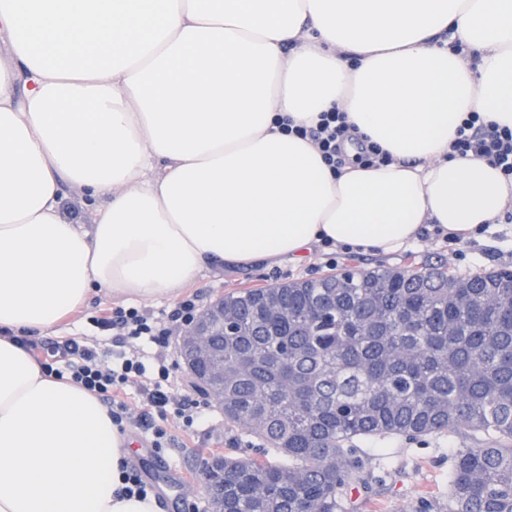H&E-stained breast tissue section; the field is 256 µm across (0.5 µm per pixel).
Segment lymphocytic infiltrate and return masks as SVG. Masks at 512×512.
<instances>
[{
	"instance_id": "f902f5d3",
	"label": "lymphocytic infiltrate",
	"mask_w": 512,
	"mask_h": 512,
	"mask_svg": "<svg viewBox=\"0 0 512 512\" xmlns=\"http://www.w3.org/2000/svg\"><path fill=\"white\" fill-rule=\"evenodd\" d=\"M295 134L310 139L331 167L343 162V143L348 136L345 116L339 111L320 113L315 125L298 126ZM460 157L486 160L512 179V128L494 122H484L479 112H469L455 131L450 144ZM197 315L195 300L179 302L159 321L137 309L121 307L102 311L92 322L102 331H115L118 341L144 340L169 347L173 333L190 325ZM20 344L30 352L40 354L42 372L56 379H69L95 394L107 406L112 423L118 430L133 424L150 431L153 447L170 444L171 439L161 423L169 416L182 420L190 427L206 419L211 412L207 397L179 396L173 391L172 378L178 364L166 355L149 356L134 350L106 358L96 346L76 337L43 343L30 336H21ZM138 386L144 405L138 416H131L123 395L129 386Z\"/></svg>"
}]
</instances>
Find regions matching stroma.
<instances>
[{
  "mask_svg": "<svg viewBox=\"0 0 512 512\" xmlns=\"http://www.w3.org/2000/svg\"><path fill=\"white\" fill-rule=\"evenodd\" d=\"M411 265H443L461 273L512 265V223L486 225L458 244L449 243L445 235L425 232L407 248L392 254L340 250L329 256L317 249L311 257L302 260L261 263L248 269L211 267L171 296L138 303L122 295L96 291L66 318L58 335L67 338L75 334L116 354L119 345L111 337L100 335L89 322L90 317L104 309L135 306L158 316L193 294L204 307L231 291L268 287L291 279H313L345 266L372 270ZM164 427L174 443L160 449L165 466L153 473V494L160 512H209L202 488L203 458L216 454L232 458L258 454L248 437L225 429L224 414L219 410L205 423L191 429L183 427L175 417L165 421ZM357 445L366 451L376 480L370 489L360 491L355 498L354 512H411L420 498L447 499L448 457L453 449L473 447L474 441L467 434L458 433L431 434L416 440L399 436L361 438Z\"/></svg>",
  "mask_w": 512,
  "mask_h": 512,
  "instance_id": "obj_1",
  "label": "stroma"
}]
</instances>
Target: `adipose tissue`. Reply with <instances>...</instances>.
I'll use <instances>...</instances> for the list:
<instances>
[{"instance_id": "1", "label": "adipose tissue", "mask_w": 512, "mask_h": 512, "mask_svg": "<svg viewBox=\"0 0 512 512\" xmlns=\"http://www.w3.org/2000/svg\"><path fill=\"white\" fill-rule=\"evenodd\" d=\"M0 37L11 334L55 333L95 290L168 296L326 239L391 253L428 224L466 239L512 205L450 149L465 112L512 128V0H0ZM334 108L390 161L336 171L285 130ZM128 454L98 398L0 337V512H159L120 496ZM64 199L62 202V212L68 217L81 224H89L91 213L83 204V195L80 189L73 186L63 188Z\"/></svg>"}]
</instances>
